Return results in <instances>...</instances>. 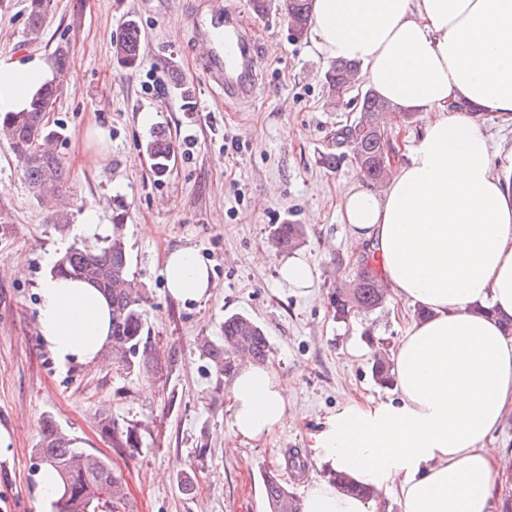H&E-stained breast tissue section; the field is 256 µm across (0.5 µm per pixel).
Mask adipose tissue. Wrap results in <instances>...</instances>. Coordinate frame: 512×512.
<instances>
[{
    "label": "adipose tissue",
    "instance_id": "ef3b65f1",
    "mask_svg": "<svg viewBox=\"0 0 512 512\" xmlns=\"http://www.w3.org/2000/svg\"><path fill=\"white\" fill-rule=\"evenodd\" d=\"M308 36L331 59L359 62L366 84L398 109L428 118L408 160L380 191H347L353 249L374 250L401 299L429 310L394 352L397 396L350 402L314 437L318 461L371 490L328 480L301 512H499L512 453L485 438L512 411V337L490 307L512 315V151L494 157L469 102L512 120V0H312ZM51 78L44 59H0V112L25 109ZM167 292L209 298V265L191 245L163 260ZM43 344L65 367L95 364L111 341L112 309L93 285L47 278L38 290ZM288 383L241 360L225 412L236 437L258 442L288 416Z\"/></svg>",
    "mask_w": 512,
    "mask_h": 512
}]
</instances>
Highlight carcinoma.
Listing matches in <instances>:
<instances>
[{
  "label": "carcinoma",
  "mask_w": 512,
  "mask_h": 512,
  "mask_svg": "<svg viewBox=\"0 0 512 512\" xmlns=\"http://www.w3.org/2000/svg\"><path fill=\"white\" fill-rule=\"evenodd\" d=\"M55 8V0H30L26 41L41 39L46 19ZM276 9L284 14L291 36H305L309 27L310 0H279ZM145 35L140 24L129 19L113 43L117 64L131 69L140 61ZM359 66L334 60L324 73V90L328 98L340 101L349 98L355 113L349 123L336 130V147L348 146L353 160L364 178L374 184L390 178L392 168L381 163L386 145L385 115L394 107L365 88L349 96V83ZM59 87L47 84L37 91L23 112L0 114V135L10 141L21 163L23 178L30 190L41 199L65 188L66 171L55 156L43 149L44 143L61 137L62 127H48L45 113L53 110ZM152 171L164 177L174 159L172 141L165 129L154 131L146 145ZM122 225L112 226V236L104 245L94 248L69 247L54 263L51 273L70 277L96 286L112 303V360L128 374L147 379L171 373L180 363L182 353L170 347L163 358L145 329L143 306L148 300L146 288L130 273L126 241L119 234ZM304 228L300 224H277L270 234L271 247L278 253L291 251L303 243ZM386 301L383 282L375 266V252L369 251L358 261V270L345 287L336 289V318L345 320L353 313L371 314ZM196 349L216 376L234 372L236 356L251 353L253 362L262 364L270 354L265 329L250 316L232 313L224 316V336L215 340L197 338ZM389 356L378 353L371 366L372 378L381 387L394 382ZM101 433L116 448H137L141 444L137 428L120 427L105 414L99 421ZM41 464L57 471L61 479L60 493L54 502L55 512H129L127 493L121 478L104 458L73 447L54 421L47 417L41 423L40 438L35 448ZM264 494L270 512H300L295 493L280 475L271 471L262 475Z\"/></svg>",
  "instance_id": "carcinoma-1"
}]
</instances>
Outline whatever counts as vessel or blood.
<instances>
[{
  "mask_svg": "<svg viewBox=\"0 0 512 512\" xmlns=\"http://www.w3.org/2000/svg\"><path fill=\"white\" fill-rule=\"evenodd\" d=\"M196 27L204 70L223 88L225 100L234 103L253 97L260 74L250 29L239 16L225 10L221 0H212L207 15L197 21Z\"/></svg>",
  "mask_w": 512,
  "mask_h": 512,
  "instance_id": "1",
  "label": "vessel or blood"
}]
</instances>
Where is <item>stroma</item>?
<instances>
[{
	"mask_svg": "<svg viewBox=\"0 0 512 512\" xmlns=\"http://www.w3.org/2000/svg\"><path fill=\"white\" fill-rule=\"evenodd\" d=\"M204 0H55L42 39L27 42L30 0H0V58L50 59L69 42L67 80L50 115L64 128L52 145L67 170L54 205L29 191L21 164L0 138V212L12 225L0 236V428L11 445L0 456V512H38L34 454L40 425L53 415L68 438L107 458L126 485L131 512H270L261 474L277 471L296 496L324 478L313 434L349 401L379 402L393 388L371 377L375 347L394 349L416 314L397 296L369 315L339 321L334 296L352 277L358 255L339 208L361 183L352 157L328 167L336 130L351 108L330 107L323 91L329 63L309 38L293 39L284 15L257 13L252 0H224L261 45V85L254 97L225 104L203 71L195 15ZM145 34L139 64L112 63V42L128 17ZM180 73L193 88L183 102L173 84ZM151 125L140 123L142 113ZM96 125L111 141L108 162L86 161L84 132ZM168 131L175 158L155 177L145 144L155 127ZM99 205L106 224L123 227L130 268L145 285L144 318L157 350L178 346L182 361L151 381L126 374L103 357L92 366L61 367L37 325L38 288L47 256L59 242L100 246L99 235L55 231L52 216L76 220ZM304 225L296 254L313 270L308 293L279 277L284 257L270 246L272 226ZM195 246L210 265L212 295L181 304L163 286L167 251ZM259 322L268 358L290 387V414L264 441L244 443L226 420L229 381L206 373L195 348L200 336L221 335L226 314ZM137 425V449L115 448L101 436L100 413ZM192 475L193 493L178 482Z\"/></svg>",
	"mask_w": 512,
	"mask_h": 512,
	"instance_id": "obj_1",
	"label": "stroma"
}]
</instances>
